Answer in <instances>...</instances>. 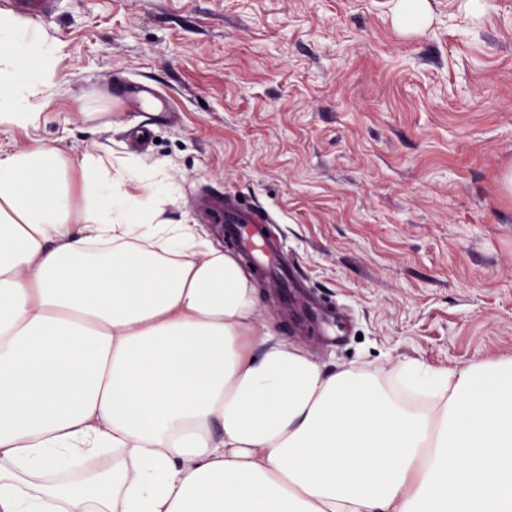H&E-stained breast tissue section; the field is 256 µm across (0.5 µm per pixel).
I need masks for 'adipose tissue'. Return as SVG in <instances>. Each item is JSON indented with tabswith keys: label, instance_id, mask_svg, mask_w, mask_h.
Segmentation results:
<instances>
[{
	"label": "adipose tissue",
	"instance_id": "1",
	"mask_svg": "<svg viewBox=\"0 0 512 512\" xmlns=\"http://www.w3.org/2000/svg\"><path fill=\"white\" fill-rule=\"evenodd\" d=\"M61 54L0 15V126ZM165 193L0 150V512H512V358L326 371Z\"/></svg>",
	"mask_w": 512,
	"mask_h": 512
}]
</instances>
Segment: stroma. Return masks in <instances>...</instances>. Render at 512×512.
<instances>
[{"label":"stroma","mask_w":512,"mask_h":512,"mask_svg":"<svg viewBox=\"0 0 512 512\" xmlns=\"http://www.w3.org/2000/svg\"><path fill=\"white\" fill-rule=\"evenodd\" d=\"M53 0L64 45L33 135L161 165L172 222L231 251L208 198L272 212L335 332L257 285L277 336L330 370L512 358V0ZM150 79L177 109L132 117ZM112 96L122 100L129 112H141L145 109L173 112L166 95L155 84L138 81L117 82L112 87Z\"/></svg>","instance_id":"obj_1"}]
</instances>
